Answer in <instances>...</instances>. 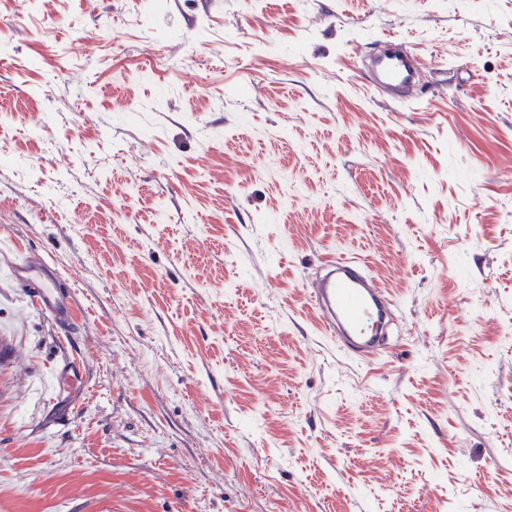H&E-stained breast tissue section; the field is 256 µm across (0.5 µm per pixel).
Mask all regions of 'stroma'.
<instances>
[{
  "label": "stroma",
  "mask_w": 512,
  "mask_h": 512,
  "mask_svg": "<svg viewBox=\"0 0 512 512\" xmlns=\"http://www.w3.org/2000/svg\"><path fill=\"white\" fill-rule=\"evenodd\" d=\"M1 227L0 512H512V0H0ZM411 56L407 51L386 56L382 65V83L406 84L411 80ZM13 277L24 283L31 303L63 325L78 322L70 302L58 292L57 276L48 262L27 251H20L11 263ZM329 272L312 284L310 298L325 331L334 338L359 341L362 355L378 353L379 328L389 314L388 301L359 256L329 261ZM342 329L343 335L338 336ZM336 335V336H335Z\"/></svg>",
  "instance_id": "1"
}]
</instances>
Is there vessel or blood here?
Wrapping results in <instances>:
<instances>
[{
  "label": "vessel or blood",
  "mask_w": 512,
  "mask_h": 512,
  "mask_svg": "<svg viewBox=\"0 0 512 512\" xmlns=\"http://www.w3.org/2000/svg\"><path fill=\"white\" fill-rule=\"evenodd\" d=\"M411 56L401 51L385 57L382 65L384 84H405L411 79ZM328 272L313 283L310 297L320 314L321 324L332 336L349 335L359 341L361 354L377 353L379 329L388 309L385 296L377 287L365 259L353 256L333 260ZM14 278L27 287L31 303L44 314L64 325L77 317L70 302L58 292L57 278L45 259L19 252L11 264Z\"/></svg>",
  "instance_id": "obj_1"
}]
</instances>
